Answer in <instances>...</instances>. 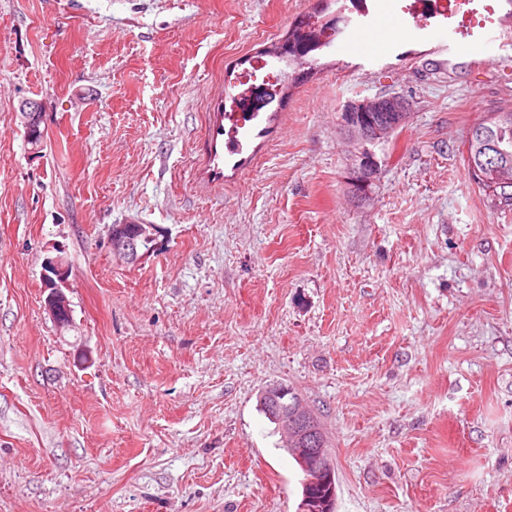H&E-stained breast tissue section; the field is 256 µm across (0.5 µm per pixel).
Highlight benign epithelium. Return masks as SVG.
Segmentation results:
<instances>
[{
	"label": "benign epithelium",
	"mask_w": 512,
	"mask_h": 512,
	"mask_svg": "<svg viewBox=\"0 0 512 512\" xmlns=\"http://www.w3.org/2000/svg\"><path fill=\"white\" fill-rule=\"evenodd\" d=\"M413 104L400 93L387 94L376 101L351 99L338 112V127L350 147L348 182L352 190L363 196L376 182L380 164L370 150V144L390 138L408 123ZM23 113L25 135L36 140L40 132L42 112L40 103L30 101ZM468 145L478 146L486 156L495 157L498 146L489 128L473 127ZM152 225L143 226L132 220L116 224L110 231L112 252L129 264L138 263L145 253L140 238L154 239ZM49 275L44 289L48 290L45 308L56 322L68 324L63 314L70 312L64 289L70 284L71 269L62 257L46 263ZM260 407L284 436V447L304 474L302 497L296 512H336V472L328 449L322 441L317 416L307 407L295 389L274 383L262 390Z\"/></svg>",
	"instance_id": "benign-epithelium-1"
}]
</instances>
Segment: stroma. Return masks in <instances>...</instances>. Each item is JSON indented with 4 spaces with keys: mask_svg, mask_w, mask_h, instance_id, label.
<instances>
[{
    "mask_svg": "<svg viewBox=\"0 0 512 512\" xmlns=\"http://www.w3.org/2000/svg\"><path fill=\"white\" fill-rule=\"evenodd\" d=\"M410 2L348 9L373 45L297 80L273 50L334 0H0V512H295L273 383L326 431L337 512H512V209L463 159L512 106V41L440 65L456 22ZM257 60L276 119L214 163ZM391 92L413 114L361 200L337 112ZM130 219L135 265L109 244ZM465 162L470 181L484 196L491 200H498L503 206H512V194L508 191V188H512L511 184L510 186L501 185L497 177L493 176L490 172H485L484 178H481L480 175H478L480 174V170L474 163L473 166L478 174L472 169L469 159L465 158ZM144 225L149 229V233L143 228ZM131 228H138V232L141 235L144 234L145 239L154 240L153 226L150 224H138L135 220H131L129 224H115L111 228L109 240L112 252L115 255L123 258L129 264H136L150 250L141 253L143 246L139 240L140 236L132 233L130 231ZM47 271L44 281L45 291L49 290L45 298V308L61 326L68 325L69 321L63 319V313L69 314L70 307L63 291L70 284L71 269L63 257L50 259L46 263Z\"/></svg>",
    "mask_w": 512,
    "mask_h": 512,
    "instance_id": "stroma-1",
    "label": "stroma"
}]
</instances>
